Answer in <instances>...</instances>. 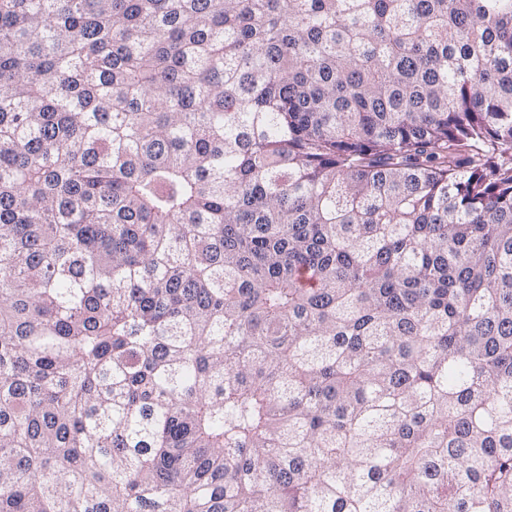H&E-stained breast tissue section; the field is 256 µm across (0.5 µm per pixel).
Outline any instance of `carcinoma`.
<instances>
[{
	"instance_id": "cac0c4a2",
	"label": "carcinoma",
	"mask_w": 512,
	"mask_h": 512,
	"mask_svg": "<svg viewBox=\"0 0 512 512\" xmlns=\"http://www.w3.org/2000/svg\"><path fill=\"white\" fill-rule=\"evenodd\" d=\"M0 512H512V0H0Z\"/></svg>"
}]
</instances>
